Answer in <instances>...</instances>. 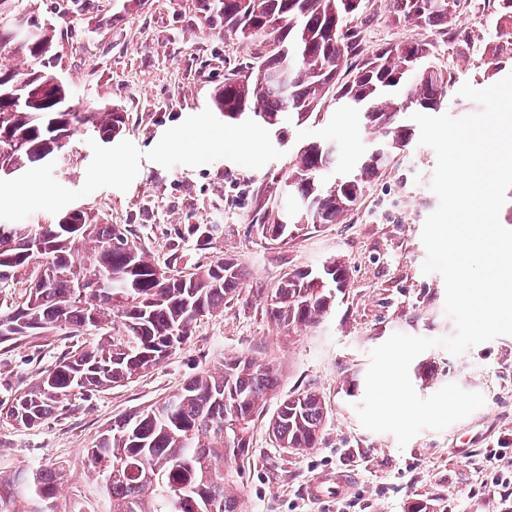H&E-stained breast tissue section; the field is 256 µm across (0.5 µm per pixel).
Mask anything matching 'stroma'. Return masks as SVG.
<instances>
[{"label": "stroma", "mask_w": 512, "mask_h": 512, "mask_svg": "<svg viewBox=\"0 0 512 512\" xmlns=\"http://www.w3.org/2000/svg\"><path fill=\"white\" fill-rule=\"evenodd\" d=\"M120 6V0H36V15L56 29V72L71 86L74 105L122 107V137L144 151L200 100H213L226 77L244 74L264 49L261 41L245 43L211 26L197 0H141L125 13ZM457 13L470 30L469 43L451 44L436 29L395 20L386 0H370L362 48L432 42L435 66L455 84L441 110L461 118L479 106L459 97L457 87L491 83L480 45L498 16L490 0H461ZM311 138L335 140L341 165L374 141L353 114L340 113L332 122L311 120L273 133L282 156L257 170L227 159L170 169L145 160L127 191L102 188L78 199L79 207L106 223L128 226L159 264L186 272L224 254L247 270L248 285L223 312L199 317L188 341L157 367L126 385L76 396L34 428L7 421L4 408L83 339L39 336L0 345L1 473L25 465L56 468L62 479L55 512H106L84 455L102 429L224 358L244 354L274 361L281 395L319 392L328 420L317 446L304 452L276 446L269 414L256 420L241 479L243 512H409L415 502L435 505L437 512H512V336L457 356L434 347L414 359L409 375L420 396L455 383L486 399L444 430L422 431L402 448L392 434L365 429L354 410L365 393L373 348L396 332L446 337L455 331L444 309L442 277L422 271L423 225L439 204L429 188L434 150L412 142L345 223L305 230L279 245L251 226L259 211L279 207L281 180L296 149ZM91 159L86 136H74L55 179L79 189ZM331 256L349 268L344 295L320 325L291 333L278 329L258 289ZM493 448L498 455L491 461L487 452ZM336 470L355 474L352 493L325 503L306 497L311 479Z\"/></svg>", "instance_id": "obj_1"}]
</instances>
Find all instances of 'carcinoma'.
<instances>
[{"label":"carcinoma","instance_id":"obj_1","mask_svg":"<svg viewBox=\"0 0 512 512\" xmlns=\"http://www.w3.org/2000/svg\"><path fill=\"white\" fill-rule=\"evenodd\" d=\"M397 19L452 34L456 20L435 0H388ZM365 0H199L207 22L247 43L262 38L271 49L249 74L224 80L215 104L224 118L252 119L266 129L304 124L327 100L340 112L364 106L365 125L379 133L351 167L336 165V143L311 139L298 149L283 181L276 213L258 218L265 239L288 243L306 227L340 224L368 186L415 138L397 120L408 111H435L452 79L433 64L428 41L359 51ZM26 15L36 40L15 50L24 68L0 66V179L61 163L69 140L88 133L107 143L126 128L120 109L71 105V87L53 71L55 29L36 18L24 0H0ZM505 53L487 68L512 62V30L495 29ZM112 283L102 294L94 285ZM349 284L344 262L329 257L293 270L263 297L267 316L288 330L324 319ZM20 287L0 309V343L53 332L89 336L16 395L5 418L33 428L77 393L123 386L162 363L192 334L204 314L247 286L244 268L230 256L171 274L130 238L121 224H104L92 211L71 209L51 224H0V286ZM278 369L248 356L224 359L222 368L186 381L145 409L115 418L84 454L90 478L108 512H239L238 479L248 458L255 421L277 401L269 430L278 447L316 446L327 419L314 391L279 398ZM59 474L25 467L0 474V512H52Z\"/></svg>","mask_w":512,"mask_h":512}]
</instances>
